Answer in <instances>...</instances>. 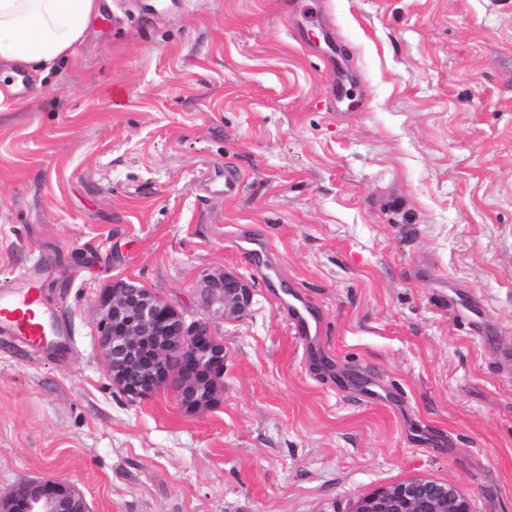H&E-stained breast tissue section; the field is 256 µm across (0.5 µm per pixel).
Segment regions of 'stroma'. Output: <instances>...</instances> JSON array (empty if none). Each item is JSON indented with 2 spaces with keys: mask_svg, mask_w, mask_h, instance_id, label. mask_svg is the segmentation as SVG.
Returning <instances> with one entry per match:
<instances>
[{
  "mask_svg": "<svg viewBox=\"0 0 512 512\" xmlns=\"http://www.w3.org/2000/svg\"><path fill=\"white\" fill-rule=\"evenodd\" d=\"M101 4L120 20L0 112V282L46 263L74 338H0V496L62 479L93 512H346L426 477L512 512V0ZM338 56L362 77L342 102ZM215 168L238 194L204 190ZM223 269L253 300L216 323V407L123 396L105 288L196 315ZM288 297L285 307L288 308L290 328L305 338L315 336L319 331V324L306 300L291 291L288 292Z\"/></svg>",
  "mask_w": 512,
  "mask_h": 512,
  "instance_id": "stroma-1",
  "label": "stroma"
}]
</instances>
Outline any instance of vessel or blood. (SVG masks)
<instances>
[{"mask_svg":"<svg viewBox=\"0 0 512 512\" xmlns=\"http://www.w3.org/2000/svg\"><path fill=\"white\" fill-rule=\"evenodd\" d=\"M207 187L212 192L231 195L237 192L239 181L233 172L218 170ZM46 280L45 267L37 263L13 284L0 286V336L37 351H61L71 342V330L59 311L47 304ZM287 308L289 325L295 333L307 338L318 333V321L300 294H290Z\"/></svg>","mask_w":512,"mask_h":512,"instance_id":"1","label":"vessel or blood"}]
</instances>
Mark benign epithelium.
Returning a JSON list of instances; mask_svg holds the SVG:
<instances>
[{"label": "benign epithelium", "instance_id": "benign-epithelium-1", "mask_svg": "<svg viewBox=\"0 0 512 512\" xmlns=\"http://www.w3.org/2000/svg\"><path fill=\"white\" fill-rule=\"evenodd\" d=\"M253 298L242 277L218 270L202 275L200 309L187 316L130 280H115L102 298L99 345L112 385L131 401L171 386L188 413L211 409L223 391L224 345L217 319L243 315ZM0 512H91L61 480L25 484L0 497ZM348 512H470L458 486L415 477L378 488L349 504Z\"/></svg>", "mask_w": 512, "mask_h": 512}]
</instances>
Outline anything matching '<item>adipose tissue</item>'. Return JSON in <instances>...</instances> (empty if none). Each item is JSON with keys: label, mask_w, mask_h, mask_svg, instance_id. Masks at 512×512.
Segmentation results:
<instances>
[{"label": "adipose tissue", "mask_w": 512, "mask_h": 512, "mask_svg": "<svg viewBox=\"0 0 512 512\" xmlns=\"http://www.w3.org/2000/svg\"><path fill=\"white\" fill-rule=\"evenodd\" d=\"M100 0H0V101L15 68L46 75L74 55Z\"/></svg>", "instance_id": "1"}]
</instances>
